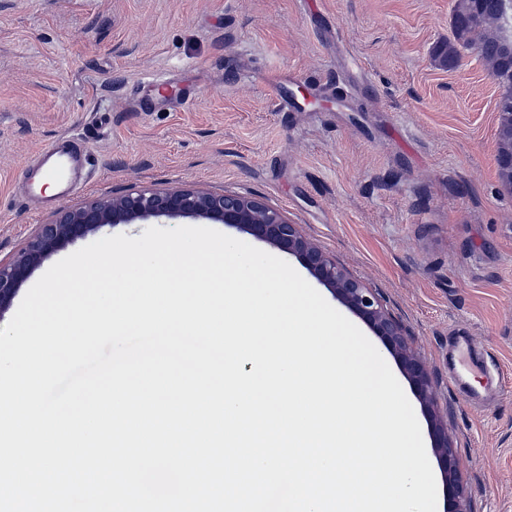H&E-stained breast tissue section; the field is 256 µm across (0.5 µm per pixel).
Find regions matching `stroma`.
I'll return each mask as SVG.
<instances>
[{
	"label": "stroma",
	"mask_w": 512,
	"mask_h": 512,
	"mask_svg": "<svg viewBox=\"0 0 512 512\" xmlns=\"http://www.w3.org/2000/svg\"><path fill=\"white\" fill-rule=\"evenodd\" d=\"M455 0H0V261L91 199L147 187L260 197L379 297L433 381L363 333L409 395L426 450L443 425L469 512H512V192L498 179L491 69L447 68ZM168 78L166 96L148 91ZM280 85L288 110L270 89ZM88 134L89 184L41 208L22 170ZM107 224L30 274L107 236ZM470 342L498 386L451 382Z\"/></svg>",
	"instance_id": "35a3bbf8"
}]
</instances>
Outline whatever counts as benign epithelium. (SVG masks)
<instances>
[{"label":"benign epithelium","mask_w":512,"mask_h":512,"mask_svg":"<svg viewBox=\"0 0 512 512\" xmlns=\"http://www.w3.org/2000/svg\"><path fill=\"white\" fill-rule=\"evenodd\" d=\"M496 121L498 177L512 190V113L498 112ZM161 216L202 218L241 226L253 236L295 256L313 276L332 288L343 304L362 316L377 336L401 357L416 395L427 404L433 403V386L424 363L409 348L400 326L386 314L377 296L303 238L280 211L256 196L192 188L133 189L109 199L62 210L52 223L40 227L10 263L0 264V311L11 306L32 270L65 242L85 237L105 224H137ZM436 431V455L447 479L446 489L454 505L453 512H467L465 491L458 476L457 448L448 440V432L442 425H437Z\"/></svg>","instance_id":"obj_1"}]
</instances>
